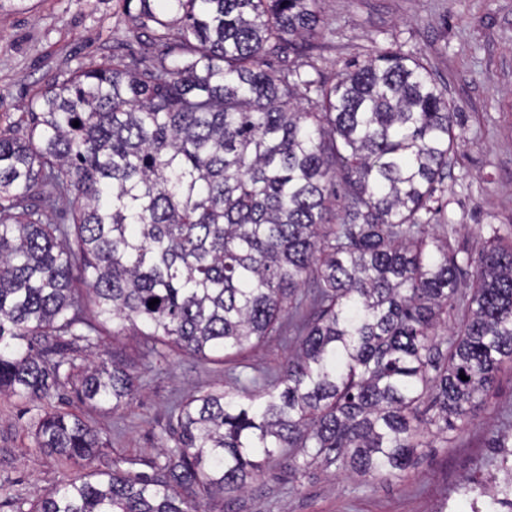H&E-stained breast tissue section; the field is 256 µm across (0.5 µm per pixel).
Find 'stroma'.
Returning a JSON list of instances; mask_svg holds the SVG:
<instances>
[{
  "label": "stroma",
  "instance_id": "1",
  "mask_svg": "<svg viewBox=\"0 0 512 512\" xmlns=\"http://www.w3.org/2000/svg\"><path fill=\"white\" fill-rule=\"evenodd\" d=\"M328 28L320 67L385 48L421 56L457 110V150L446 179L443 222L461 257L478 259L491 229L512 235V0H323ZM138 0H0V127H24L35 93L78 70L139 51ZM295 336L268 337L233 360L184 352L166 360L139 356L131 337H105L139 379L136 396L118 409H91L72 393L47 401L0 397V512H28L44 490L75 471L35 448L33 424L46 412L80 415L98 432L111 460L145 470L169 440L171 405L188 394L231 389L235 377L278 374ZM512 433V362L472 409L464 433L430 449L399 477L349 478L309 468L297 481L272 464L250 483L206 504V512H446L461 486L501 477L497 435Z\"/></svg>",
  "mask_w": 512,
  "mask_h": 512
}]
</instances>
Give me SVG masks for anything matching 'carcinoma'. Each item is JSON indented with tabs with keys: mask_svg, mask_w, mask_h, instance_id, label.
<instances>
[{
	"mask_svg": "<svg viewBox=\"0 0 512 512\" xmlns=\"http://www.w3.org/2000/svg\"><path fill=\"white\" fill-rule=\"evenodd\" d=\"M320 2L140 0L156 28L139 55L41 90L25 133L0 127V395L117 408L138 382L120 353L99 359L108 323L149 356L231 357L312 309L278 376L173 404L151 475L99 468L97 431L45 414L36 446L81 473L31 512H199L283 454L292 477H397L465 430L512 360V240L493 231L462 305L436 235L454 105L401 51L326 78ZM65 201L68 223L50 222Z\"/></svg>",
	"mask_w": 512,
	"mask_h": 512,
	"instance_id": "cac0c4a2",
	"label": "carcinoma"
}]
</instances>
